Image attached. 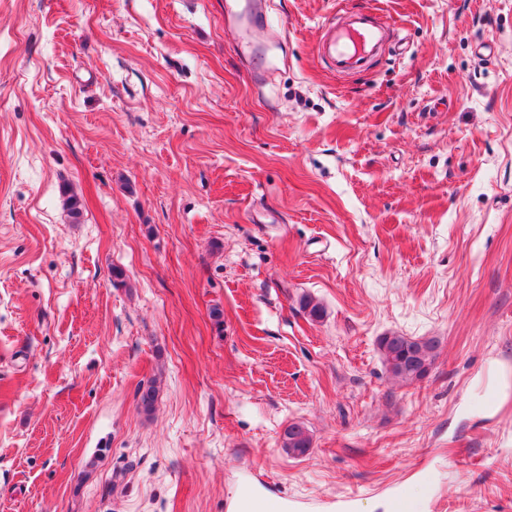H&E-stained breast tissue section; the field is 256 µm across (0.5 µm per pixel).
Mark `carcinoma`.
<instances>
[{
	"instance_id": "carcinoma-1",
	"label": "carcinoma",
	"mask_w": 512,
	"mask_h": 512,
	"mask_svg": "<svg viewBox=\"0 0 512 512\" xmlns=\"http://www.w3.org/2000/svg\"><path fill=\"white\" fill-rule=\"evenodd\" d=\"M65 206L72 222L78 223L82 217V204L79 198L67 191ZM439 341L434 338H412L398 333L379 337L378 349L390 376L401 383L412 384L429 374L437 356ZM309 430L300 422H292L284 430L282 448L295 456L306 454L311 448Z\"/></svg>"
}]
</instances>
